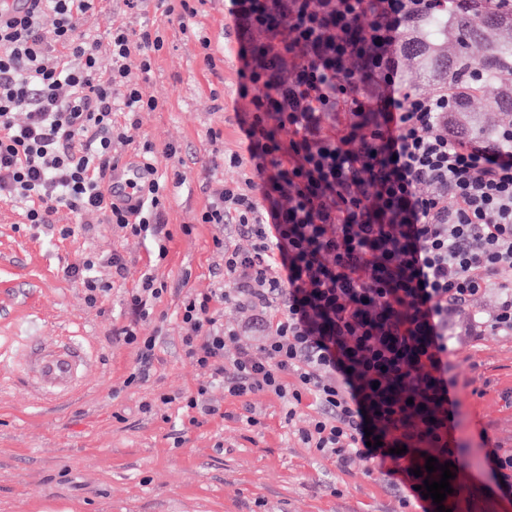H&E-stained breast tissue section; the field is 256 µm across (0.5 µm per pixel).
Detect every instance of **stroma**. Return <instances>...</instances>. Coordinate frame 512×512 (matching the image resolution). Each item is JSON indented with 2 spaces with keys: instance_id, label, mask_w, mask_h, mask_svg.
I'll use <instances>...</instances> for the list:
<instances>
[{
  "instance_id": "35a3bbf8",
  "label": "stroma",
  "mask_w": 512,
  "mask_h": 512,
  "mask_svg": "<svg viewBox=\"0 0 512 512\" xmlns=\"http://www.w3.org/2000/svg\"><path fill=\"white\" fill-rule=\"evenodd\" d=\"M167 6L141 0L132 9L125 0H101L82 26L101 38L119 22L133 29L146 24L164 37L144 83L158 106L139 113L129 142H114L112 154L136 157L148 141L159 174L185 175L166 202L172 238L165 260H156L149 241L116 226L78 225L68 209L36 231L20 205L0 202V512H415L400 503L404 488L370 472L367 462L343 470L306 448L295 431L313 408L300 407L289 420L279 399L258 394L250 399L257 424L249 427L238 419L240 402L217 389L224 417L193 425L181 409V397L195 391L202 375L185 355L177 309L186 288L214 287L218 262L212 227L194 218L209 191L243 183L249 169L223 162L245 151L236 114L246 107L224 0H197L196 15L183 23ZM202 34L211 41L212 70L203 64ZM511 86V75L491 80L469 99L460 120L470 134L500 128L495 100ZM169 145L175 156L166 154ZM68 226L74 234L61 236ZM115 253L126 264L119 279L108 262ZM84 258L96 260L98 277L114 284L94 305L63 274ZM150 267L168 292L139 333L161 339L149 378L130 385L136 351L111 334L125 321L126 292ZM60 336L82 344L90 367L79 395L49 403L27 390L16 367L31 344ZM452 361L461 400L455 435L464 446L459 512H512V490L500 487L486 460L490 444L512 450V407L500 397L512 388V336L485 329L478 345H461ZM163 394L172 403L162 404ZM145 403L152 412L142 411Z\"/></svg>"
}]
</instances>
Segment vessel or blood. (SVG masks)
<instances>
[{
    "label": "vessel or blood",
    "instance_id": "1",
    "mask_svg": "<svg viewBox=\"0 0 512 512\" xmlns=\"http://www.w3.org/2000/svg\"><path fill=\"white\" fill-rule=\"evenodd\" d=\"M141 177L133 163L119 162L113 164L108 182L123 205L131 207L138 203L132 185ZM88 363L80 344L68 338H58L31 347L23 371L30 387L36 388L46 399L57 402L79 392V383Z\"/></svg>",
    "mask_w": 512,
    "mask_h": 512
}]
</instances>
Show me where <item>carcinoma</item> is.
I'll return each instance as SVG.
<instances>
[{
	"label": "carcinoma",
	"mask_w": 512,
	"mask_h": 512,
	"mask_svg": "<svg viewBox=\"0 0 512 512\" xmlns=\"http://www.w3.org/2000/svg\"><path fill=\"white\" fill-rule=\"evenodd\" d=\"M512 7L496 2L488 5L484 0H464L453 12L452 19L436 18L424 28L429 38L410 44V49L419 54L424 70H440L447 75L448 83L474 96L480 91V82L475 72L493 79L505 68L512 69V45H496L488 38L489 29L497 18ZM417 28V31L424 30ZM453 36L462 46L480 45L483 53L477 59L463 51L448 58L442 45L448 36Z\"/></svg>",
	"instance_id": "carcinoma-1"
}]
</instances>
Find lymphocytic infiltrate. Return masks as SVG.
Wrapping results in <instances>:
<instances>
[{
  "label": "lymphocytic infiltrate",
  "instance_id": "obj_1",
  "mask_svg": "<svg viewBox=\"0 0 512 512\" xmlns=\"http://www.w3.org/2000/svg\"><path fill=\"white\" fill-rule=\"evenodd\" d=\"M95 2L37 0L33 14L0 18V201L22 203L36 229L62 207L107 214L163 257L165 178L141 185L132 210L105 183L112 140L125 136L113 113L158 106L139 77L164 39L146 25L81 34ZM453 7L228 0L247 102V154L229 162L249 163L251 175L211 192L196 217L214 230L222 284L189 290L179 307L185 355L203 375L186 412L222 416L217 387L243 402L275 396L290 419L309 397L315 413L299 439L341 467L376 459L411 489L427 457L455 461L461 402L449 355L486 323L512 335V128L468 135L457 123L463 91L398 83L402 34ZM490 288L500 299L485 322L472 305ZM167 291L149 269L125 297L128 321L114 337L138 348L128 383L150 374L156 339L138 325ZM223 305L245 320L224 324ZM252 331L257 348L225 358L227 341ZM369 430L380 445H368Z\"/></svg>",
  "mask_w": 512,
  "mask_h": 512
}]
</instances>
